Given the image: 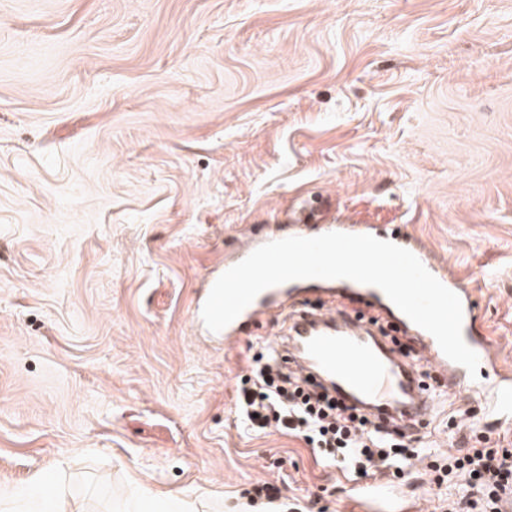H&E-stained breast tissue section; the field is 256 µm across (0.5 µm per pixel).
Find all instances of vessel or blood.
<instances>
[{
	"instance_id": "vessel-or-blood-1",
	"label": "vessel or blood",
	"mask_w": 512,
	"mask_h": 512,
	"mask_svg": "<svg viewBox=\"0 0 512 512\" xmlns=\"http://www.w3.org/2000/svg\"><path fill=\"white\" fill-rule=\"evenodd\" d=\"M396 245L412 252L444 286L455 292L463 307V337L479 357L481 369L491 373L487 386H479L466 368L449 360L435 338L410 320H402L398 332H413L416 350L406 358L385 337L379 336L364 318L351 314L334 301L303 302L288 319V358L299 372L316 378L341 399L354 402L381 418H395L408 430L424 427L437 400L438 390L477 404L479 411L466 415L465 424L487 431H512V369L499 365L487 336L472 330V290L450 275L413 238H396ZM283 288L261 292L228 326L221 330L225 346L237 343L243 327L255 316L279 308ZM404 493L386 476L362 485L357 502L362 512H393Z\"/></svg>"
}]
</instances>
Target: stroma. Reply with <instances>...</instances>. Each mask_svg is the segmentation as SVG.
Masks as SVG:
<instances>
[{
    "mask_svg": "<svg viewBox=\"0 0 512 512\" xmlns=\"http://www.w3.org/2000/svg\"><path fill=\"white\" fill-rule=\"evenodd\" d=\"M318 196L418 238L512 367V0H0V512H342L336 468L239 424L189 321L208 271Z\"/></svg>",
    "mask_w": 512,
    "mask_h": 512,
    "instance_id": "1",
    "label": "stroma"
}]
</instances>
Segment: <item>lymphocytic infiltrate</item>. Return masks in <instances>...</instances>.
<instances>
[{
    "label": "lymphocytic infiltrate",
    "instance_id": "f902f5d3",
    "mask_svg": "<svg viewBox=\"0 0 512 512\" xmlns=\"http://www.w3.org/2000/svg\"><path fill=\"white\" fill-rule=\"evenodd\" d=\"M266 357L286 368L285 353L271 349ZM283 381L285 390L270 389L257 363L242 378L236 409L248 432L273 428L303 438L325 464L353 477L386 471L401 478L410 459L428 460L434 484L464 490L453 512H499L501 497L512 493V449L488 447L484 433L471 431L457 447L435 453L398 424L377 421L312 378L286 368Z\"/></svg>",
    "mask_w": 512,
    "mask_h": 512
}]
</instances>
